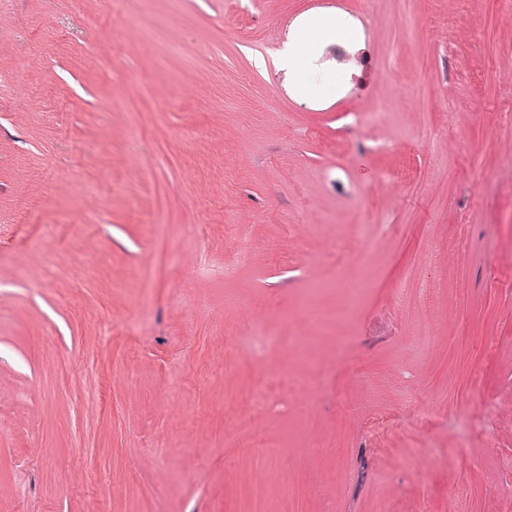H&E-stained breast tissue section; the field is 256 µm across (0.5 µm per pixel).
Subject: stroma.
Masks as SVG:
<instances>
[{
  "label": "stroma",
  "instance_id": "35a3bbf8",
  "mask_svg": "<svg viewBox=\"0 0 512 512\" xmlns=\"http://www.w3.org/2000/svg\"><path fill=\"white\" fill-rule=\"evenodd\" d=\"M400 14L0 0V512H512V15ZM309 297L304 406L265 357ZM345 35L346 24L343 20H331L317 27L305 28L294 37V56H297L298 52L311 51L321 39L343 37Z\"/></svg>",
  "mask_w": 512,
  "mask_h": 512
}]
</instances>
